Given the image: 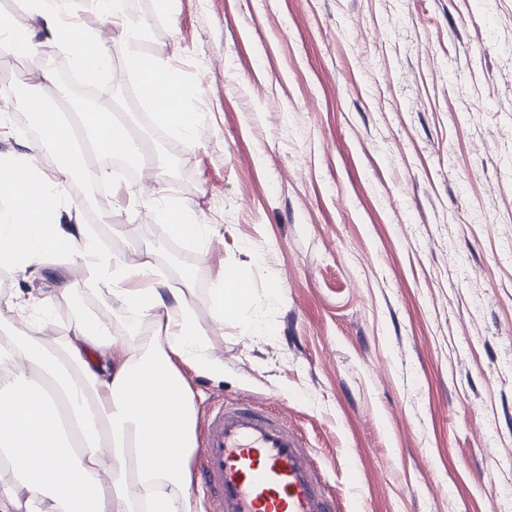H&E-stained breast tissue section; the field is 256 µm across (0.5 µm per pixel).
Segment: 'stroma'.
Returning a JSON list of instances; mask_svg holds the SVG:
<instances>
[{"label":"stroma","instance_id":"1","mask_svg":"<svg viewBox=\"0 0 512 512\" xmlns=\"http://www.w3.org/2000/svg\"><path fill=\"white\" fill-rule=\"evenodd\" d=\"M152 25L141 52L167 61L200 119L194 148L135 128L161 194L211 225L208 247L169 236L156 203L128 207L139 181L108 168L67 196L113 258L150 261L177 288L218 376L183 366L208 409L246 399L306 438L337 512H493L512 492V0H126ZM109 49L83 84L65 51L40 61L52 103H123L134 87L110 19L73 0ZM0 51L11 99L0 154L34 136L25 76ZM247 279L259 330L212 319L222 269ZM68 286L71 302L41 299ZM103 282L59 259L49 276L0 270V295L47 340L76 311L112 333Z\"/></svg>","mask_w":512,"mask_h":512}]
</instances>
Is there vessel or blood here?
<instances>
[{
  "instance_id": "obj_1",
  "label": "vessel or blood",
  "mask_w": 512,
  "mask_h": 512,
  "mask_svg": "<svg viewBox=\"0 0 512 512\" xmlns=\"http://www.w3.org/2000/svg\"><path fill=\"white\" fill-rule=\"evenodd\" d=\"M197 466L210 512H332L319 463L286 416L250 401L209 413Z\"/></svg>"
}]
</instances>
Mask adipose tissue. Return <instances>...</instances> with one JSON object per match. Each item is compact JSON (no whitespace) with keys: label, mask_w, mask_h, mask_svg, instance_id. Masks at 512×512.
<instances>
[{"label":"adipose tissue","mask_w":512,"mask_h":512,"mask_svg":"<svg viewBox=\"0 0 512 512\" xmlns=\"http://www.w3.org/2000/svg\"><path fill=\"white\" fill-rule=\"evenodd\" d=\"M24 2L48 32L47 44L62 45L84 79L96 81L108 63L100 39L48 0ZM91 3L108 14L120 50L136 63L141 54L124 0ZM138 80L156 124L194 145L200 121L179 76L156 60ZM80 117L98 154L111 155L117 146L122 156H136L134 141L112 140L111 103ZM36 120L38 137L23 153L0 159V266L41 278L54 259L76 256L84 269L111 271L107 300L127 314L128 328L115 335L99 318L77 316L61 346L29 332L21 343L0 344V373L8 377L0 386V453L21 477L19 488L0 490V512H195L188 466L194 396L181 367L216 376L223 364L210 356L194 319L193 290L187 283L168 287L146 261L108 262L66 198L74 175L101 180L105 171L76 158L39 168V154L63 152L74 130L53 112H38ZM161 212L173 238H210V226L176 200ZM244 283L237 273H222L216 323L228 313L247 315L253 293ZM145 322L153 335H144Z\"/></svg>","instance_id":"obj_1"}]
</instances>
